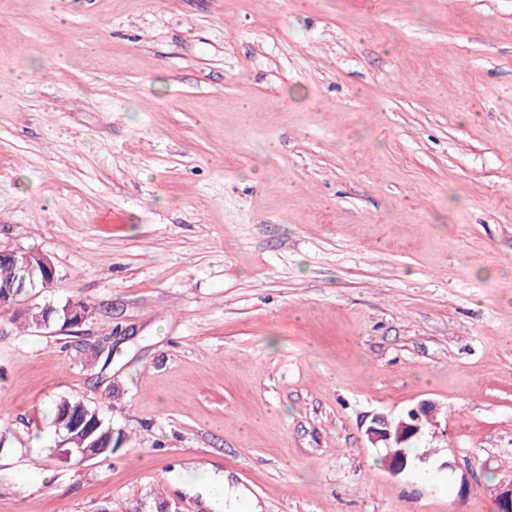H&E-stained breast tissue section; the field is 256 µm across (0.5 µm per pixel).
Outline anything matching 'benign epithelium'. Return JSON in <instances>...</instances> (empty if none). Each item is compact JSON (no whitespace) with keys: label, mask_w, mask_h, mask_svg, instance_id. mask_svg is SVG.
Returning <instances> with one entry per match:
<instances>
[{"label":"benign epithelium","mask_w":512,"mask_h":512,"mask_svg":"<svg viewBox=\"0 0 512 512\" xmlns=\"http://www.w3.org/2000/svg\"><path fill=\"white\" fill-rule=\"evenodd\" d=\"M22 256L23 262L31 270H38L42 273L49 272L52 276L56 275L55 267L52 261L44 254L37 257L39 265H34L27 252H11L12 257ZM434 409V404L429 401L420 403L417 407L409 410L406 415L398 418H389L385 415H376L372 418L371 425L366 430V435L373 446H382L387 449L385 456V465L393 474L404 472L408 468L405 456L396 452L395 447L390 445V441L399 444L416 439L421 434L418 421L430 414Z\"/></svg>","instance_id":"7a95c632"}]
</instances>
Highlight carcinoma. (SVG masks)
I'll list each match as a JSON object with an SVG mask.
<instances>
[{
	"mask_svg": "<svg viewBox=\"0 0 512 512\" xmlns=\"http://www.w3.org/2000/svg\"><path fill=\"white\" fill-rule=\"evenodd\" d=\"M0 284L11 285L12 292L21 289L31 290L43 286L41 277L31 275L23 261H14L0 257ZM84 309V304L66 303L60 307L48 309L36 308L28 316L13 314L11 324L16 329L27 331L33 328L35 316L39 315L51 324H67V318L77 319V311ZM53 426L62 436L68 438L67 448H91L100 455H108L121 447L123 433L114 430L112 424L105 420L101 412L81 401H62L56 409Z\"/></svg>",
	"mask_w": 512,
	"mask_h": 512,
	"instance_id": "1",
	"label": "carcinoma"
}]
</instances>
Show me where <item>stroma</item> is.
<instances>
[{"label":"stroma","mask_w":512,"mask_h":512,"mask_svg":"<svg viewBox=\"0 0 512 512\" xmlns=\"http://www.w3.org/2000/svg\"><path fill=\"white\" fill-rule=\"evenodd\" d=\"M0 512H496L512 484V0H0ZM127 440L63 451L56 404ZM424 401L421 467L365 431ZM468 491H461V484ZM41 254V253H40ZM18 255L22 256V260L14 261L10 258L0 257V284L4 285L1 288L0 291V301H1V294H4V290L6 288L7 294L9 297H13L12 306L17 301V298L20 295L14 294L18 293L21 290H31L33 288H40L41 286L48 287L55 279L56 270L52 263V261L44 254H41L40 256L36 257V259L39 261V265L35 266L32 262V259L29 255V252H17V251H11V256L15 259ZM26 266H28L31 271L39 270L40 273L43 275L44 272H46V269L51 274V278L48 280H44V284L41 280V277L38 275L31 276L29 270ZM7 284H11L13 287L8 286ZM24 288H20V287ZM7 288L12 291L11 294ZM46 306L43 305L41 308H36L31 314H28L27 317H23L22 315L18 313H14L11 318V324L16 327V329H22L23 332L27 331L29 329L34 328L33 323L36 315H40L44 320L49 319L50 323L52 325L61 324V327L63 325H67V308L72 310L74 312L72 314V321L77 319V311L84 310V304L77 302V303H66L60 307H49L48 309H44ZM90 316V310L88 307L82 312L80 315L77 324L82 325ZM208 488V499L211 503L222 505L220 510L216 512H241L236 510L238 499H242L244 494L238 488L231 486L223 475H215L206 473L202 480Z\"/></svg>","instance_id":"stroma-1"}]
</instances>
